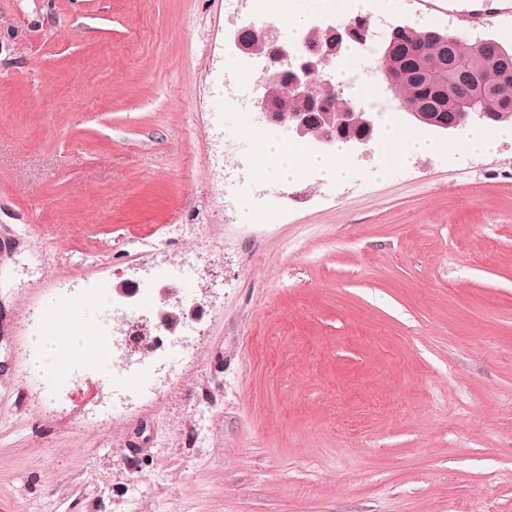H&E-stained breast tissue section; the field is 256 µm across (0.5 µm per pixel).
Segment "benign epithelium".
<instances>
[{"mask_svg":"<svg viewBox=\"0 0 512 512\" xmlns=\"http://www.w3.org/2000/svg\"><path fill=\"white\" fill-rule=\"evenodd\" d=\"M408 28V24H390L388 29L378 31L371 27L368 20L360 27L331 20L320 21L293 38L278 35V27L272 22L235 31L231 37L233 48L245 59L261 66L265 77V90L253 97L251 111L260 113V119L268 123L285 122L288 132L296 139L304 140L312 129L321 125L328 126L329 132L319 136L313 143L320 150L333 146L334 131L360 125L364 135L353 139L347 137L344 142L350 153L367 147L378 136L372 113L364 111L357 103L345 108L333 105V71L336 61L347 59L360 50H371L374 70L381 77L387 91L401 102L404 85L426 74L422 63L419 64L416 76L407 72L395 73L387 68L386 60L399 46L397 35ZM427 34L434 48L445 52L448 46L461 41L459 36L450 38L448 34L435 30H429ZM486 43H492L498 48L499 73L496 78L490 81L480 75H468L475 91L461 102L462 118L458 120L438 112L410 113L423 130L456 136L466 128L469 120L484 122L492 117L485 109L489 94L494 92L506 98L512 92V48L504 46L491 35L475 41L474 45ZM281 99H290L302 105L317 101L323 112L315 114L300 108L284 116L276 106V102ZM177 294L178 289L174 286L166 285L159 289L156 325L170 332L185 318V310Z\"/></svg>","mask_w":512,"mask_h":512,"instance_id":"7a95c632","label":"benign epithelium"}]
</instances>
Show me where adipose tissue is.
I'll use <instances>...</instances> for the list:
<instances>
[{
	"mask_svg": "<svg viewBox=\"0 0 512 512\" xmlns=\"http://www.w3.org/2000/svg\"><path fill=\"white\" fill-rule=\"evenodd\" d=\"M330 0H252L256 15L276 14L289 32L299 33L308 13L327 8ZM242 135L249 146L247 170L259 182L288 184L302 179L308 172H317L321 179L334 182L348 178L351 167L342 145L333 146L330 153L319 154L307 143L288 138L282 133L258 128L243 122ZM428 144L408 130L392 127L385 130L379 140V151L387 165H403L419 151L427 150ZM67 334L56 340L38 337L41 352L32 364L38 374L47 373L46 358L63 357L76 353L94 343L91 329L77 319L66 323Z\"/></svg>",
	"mask_w": 512,
	"mask_h": 512,
	"instance_id": "adipose-tissue-1",
	"label": "adipose tissue"
}]
</instances>
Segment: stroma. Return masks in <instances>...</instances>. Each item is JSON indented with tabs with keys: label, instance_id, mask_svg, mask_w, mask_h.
<instances>
[{
	"label": "stroma",
	"instance_id": "35a3bbf8",
	"mask_svg": "<svg viewBox=\"0 0 512 512\" xmlns=\"http://www.w3.org/2000/svg\"><path fill=\"white\" fill-rule=\"evenodd\" d=\"M380 20L447 29L415 0ZM225 0H0V512H512V138L329 185L248 223L224 194ZM185 239L168 245L169 227ZM191 257L223 277L158 406L52 407L23 322L64 283ZM210 419L197 434V410Z\"/></svg>",
	"mask_w": 512,
	"mask_h": 512
}]
</instances>
